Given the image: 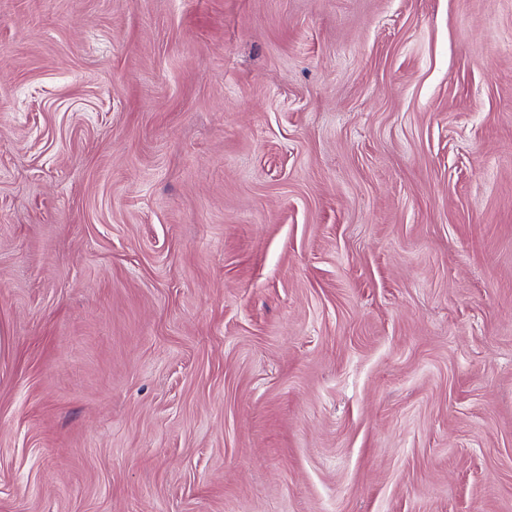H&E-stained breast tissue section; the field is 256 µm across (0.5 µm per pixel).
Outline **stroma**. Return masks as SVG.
Wrapping results in <instances>:
<instances>
[{
  "label": "stroma",
  "instance_id": "35a3bbf8",
  "mask_svg": "<svg viewBox=\"0 0 512 512\" xmlns=\"http://www.w3.org/2000/svg\"><path fill=\"white\" fill-rule=\"evenodd\" d=\"M0 512H512V0H0Z\"/></svg>",
  "mask_w": 512,
  "mask_h": 512
}]
</instances>
